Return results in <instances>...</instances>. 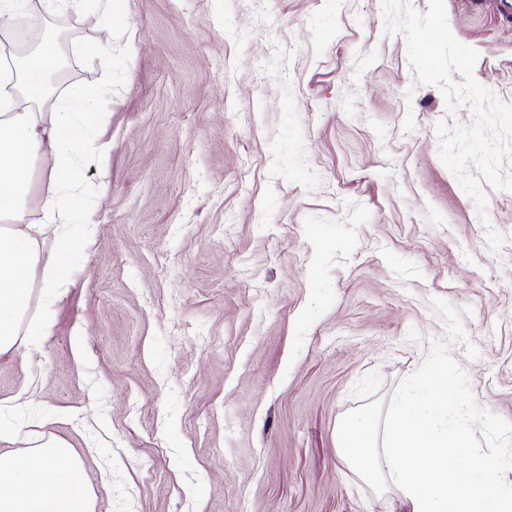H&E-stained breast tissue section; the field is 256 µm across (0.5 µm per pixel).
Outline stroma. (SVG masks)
<instances>
[{
	"instance_id": "obj_1",
	"label": "stroma",
	"mask_w": 512,
	"mask_h": 512,
	"mask_svg": "<svg viewBox=\"0 0 512 512\" xmlns=\"http://www.w3.org/2000/svg\"><path fill=\"white\" fill-rule=\"evenodd\" d=\"M96 0L52 21L112 150L39 350L0 355V452L62 440L95 512H401L342 458L345 413L450 352L512 422V192L488 222L439 156L467 124L416 85L382 0ZM512 104V0H445ZM502 234L498 250L488 230ZM82 346H74L75 330Z\"/></svg>"
}]
</instances>
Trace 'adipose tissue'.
<instances>
[{
  "label": "adipose tissue",
  "instance_id": "adipose-tissue-1",
  "mask_svg": "<svg viewBox=\"0 0 512 512\" xmlns=\"http://www.w3.org/2000/svg\"><path fill=\"white\" fill-rule=\"evenodd\" d=\"M59 66L53 39L0 65V354L18 346L38 348L53 330L56 301L67 290V271L76 249L73 226L84 214L76 171L82 153L106 160L111 146L97 136L100 116L93 106L99 88L74 85L66 108L44 117ZM49 168L53 191L42 205L41 223L25 222L36 161ZM40 293L43 313L29 306ZM83 464L61 442L41 444L32 457L0 453V512H92Z\"/></svg>",
  "mask_w": 512,
  "mask_h": 512
}]
</instances>
